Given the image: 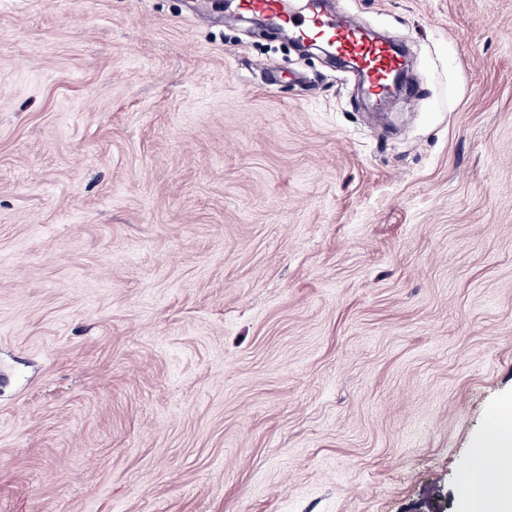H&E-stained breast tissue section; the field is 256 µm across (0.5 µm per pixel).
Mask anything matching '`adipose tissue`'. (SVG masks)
<instances>
[{"mask_svg": "<svg viewBox=\"0 0 512 512\" xmlns=\"http://www.w3.org/2000/svg\"><path fill=\"white\" fill-rule=\"evenodd\" d=\"M461 482V512H512V399L491 410Z\"/></svg>", "mask_w": 512, "mask_h": 512, "instance_id": "obj_1", "label": "adipose tissue"}]
</instances>
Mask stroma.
<instances>
[{"label":"stroma","mask_w":512,"mask_h":512,"mask_svg":"<svg viewBox=\"0 0 512 512\" xmlns=\"http://www.w3.org/2000/svg\"><path fill=\"white\" fill-rule=\"evenodd\" d=\"M0 0V512H460L512 397V0ZM244 13L262 14L280 22L287 36L300 43L328 44L336 56L350 61L360 78L380 96L392 75L405 60L395 48L358 28L330 21L316 4L308 1L304 11L288 9V0H238Z\"/></svg>","instance_id":"stroma-1"}]
</instances>
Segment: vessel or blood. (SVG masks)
Listing matches in <instances>:
<instances>
[{
  "label": "vessel or blood",
  "instance_id": "obj_1",
  "mask_svg": "<svg viewBox=\"0 0 512 512\" xmlns=\"http://www.w3.org/2000/svg\"><path fill=\"white\" fill-rule=\"evenodd\" d=\"M246 13L262 14L280 22L287 36L298 42H320L336 56L350 61L355 71L375 93H382L392 75L402 70L405 60L395 48L358 28L329 20L316 4L291 11L288 0H238Z\"/></svg>",
  "mask_w": 512,
  "mask_h": 512
}]
</instances>
